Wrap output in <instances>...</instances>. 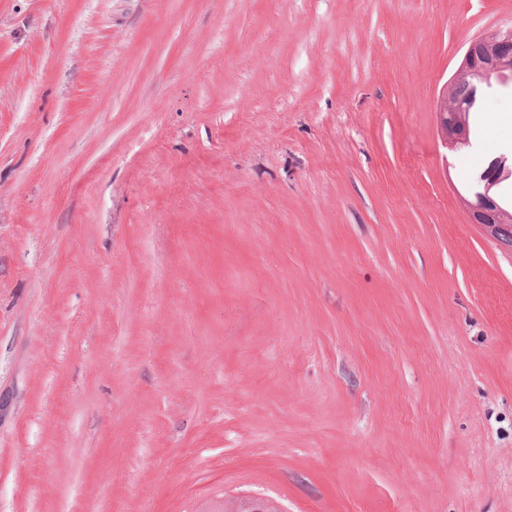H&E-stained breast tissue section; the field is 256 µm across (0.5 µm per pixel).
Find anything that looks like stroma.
Instances as JSON below:
<instances>
[{"label": "stroma", "instance_id": "stroma-1", "mask_svg": "<svg viewBox=\"0 0 512 512\" xmlns=\"http://www.w3.org/2000/svg\"><path fill=\"white\" fill-rule=\"evenodd\" d=\"M512 0H0V512H512V252L437 114ZM225 512H282L279 503L265 497L245 496L233 500H224Z\"/></svg>", "mask_w": 512, "mask_h": 512}]
</instances>
